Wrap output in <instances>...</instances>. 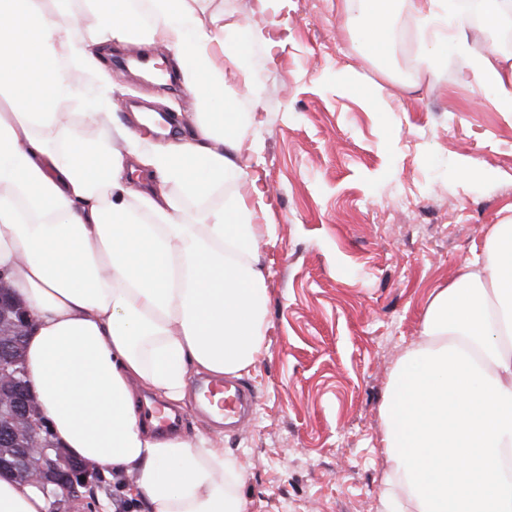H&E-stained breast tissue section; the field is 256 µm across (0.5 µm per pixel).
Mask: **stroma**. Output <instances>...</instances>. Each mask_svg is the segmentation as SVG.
Here are the masks:
<instances>
[{
    "instance_id": "1",
    "label": "stroma",
    "mask_w": 512,
    "mask_h": 512,
    "mask_svg": "<svg viewBox=\"0 0 512 512\" xmlns=\"http://www.w3.org/2000/svg\"><path fill=\"white\" fill-rule=\"evenodd\" d=\"M252 0H198L202 20L241 31V68L227 81L244 108L259 105L247 147L274 236L266 347L241 376L258 403L235 426L196 402L182 433H221L246 478L248 512H380L385 467L381 406L390 374L421 339L433 289L481 254L492 225L512 218V115L465 82L453 52L419 74L412 17L387 69L361 46L359 15L338 0H279L276 55L246 38ZM173 64L163 44L107 45L101 66L124 102L193 111L184 89L164 93L122 71L114 50ZM481 167L468 177V163Z\"/></svg>"
}]
</instances>
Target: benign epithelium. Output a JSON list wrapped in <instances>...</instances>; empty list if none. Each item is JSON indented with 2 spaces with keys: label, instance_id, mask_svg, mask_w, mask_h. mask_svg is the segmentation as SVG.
Segmentation results:
<instances>
[{
  "label": "benign epithelium",
  "instance_id": "7a95c632",
  "mask_svg": "<svg viewBox=\"0 0 512 512\" xmlns=\"http://www.w3.org/2000/svg\"><path fill=\"white\" fill-rule=\"evenodd\" d=\"M11 289L0 279V311L16 310V316L0 321V401L10 415L0 419V446L12 448L0 454V473L27 481L53 499V512H66V504L81 495L95 478V468L77 462L51 441L30 392L26 374H18L13 347L24 339L29 319L11 301Z\"/></svg>",
  "mask_w": 512,
  "mask_h": 512
}]
</instances>
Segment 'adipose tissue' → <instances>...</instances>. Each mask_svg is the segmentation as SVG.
<instances>
[{"label":"adipose tissue","mask_w":512,"mask_h":512,"mask_svg":"<svg viewBox=\"0 0 512 512\" xmlns=\"http://www.w3.org/2000/svg\"><path fill=\"white\" fill-rule=\"evenodd\" d=\"M197 0H88L98 25L45 0H0V278L26 309L24 365L51 438L99 471L130 479L141 512H247L245 475L206 435L158 436L138 412L143 388L184 404L192 375L241 376L269 328L268 276L255 218L267 192L242 154L250 117L225 73L240 67L221 16ZM358 10L366 53L388 62L396 21L416 22L422 67L451 46L463 76L512 115V52L474 51L473 23L448 0H340ZM165 44L195 99L196 131L144 137L113 112L74 131L62 106L99 68L96 47ZM224 51L216 66L215 48ZM148 173L140 189L133 173ZM248 178V195L208 206ZM423 342L395 365L381 409L386 466L380 512H512V222L493 225L481 256L434 289ZM35 486L0 477V512H51Z\"/></svg>","instance_id":"1"}]
</instances>
